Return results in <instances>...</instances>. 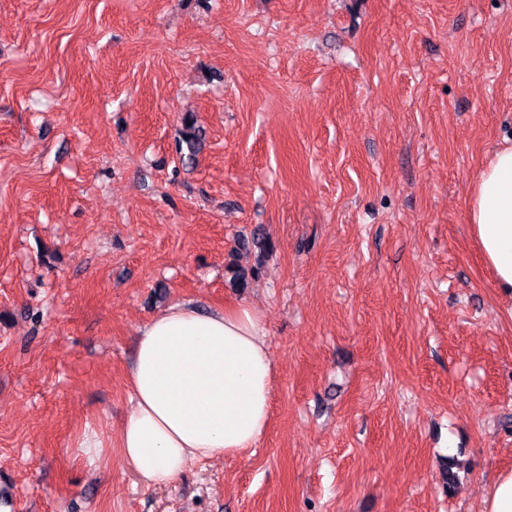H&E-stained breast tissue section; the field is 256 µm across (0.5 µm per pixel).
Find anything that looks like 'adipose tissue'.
<instances>
[{"label": "adipose tissue", "instance_id": "obj_1", "mask_svg": "<svg viewBox=\"0 0 512 512\" xmlns=\"http://www.w3.org/2000/svg\"><path fill=\"white\" fill-rule=\"evenodd\" d=\"M469 222L499 288L511 295L512 147L480 172ZM267 337V326L244 304L208 311L177 304L139 328L119 446L146 485L170 483L188 463L256 447L270 416Z\"/></svg>", "mask_w": 512, "mask_h": 512}]
</instances>
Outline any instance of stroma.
<instances>
[{
	"instance_id": "1",
	"label": "stroma",
	"mask_w": 512,
	"mask_h": 512,
	"mask_svg": "<svg viewBox=\"0 0 512 512\" xmlns=\"http://www.w3.org/2000/svg\"><path fill=\"white\" fill-rule=\"evenodd\" d=\"M509 146L512 0H0V475L28 512H481L512 299L468 208ZM181 303L266 324L271 422L148 488L126 366ZM181 135L182 137L178 142L179 150H182V144L185 143L189 151L182 158L192 163L195 160L196 154L202 148V135L200 129L195 126L194 117L190 113L182 118Z\"/></svg>"
}]
</instances>
